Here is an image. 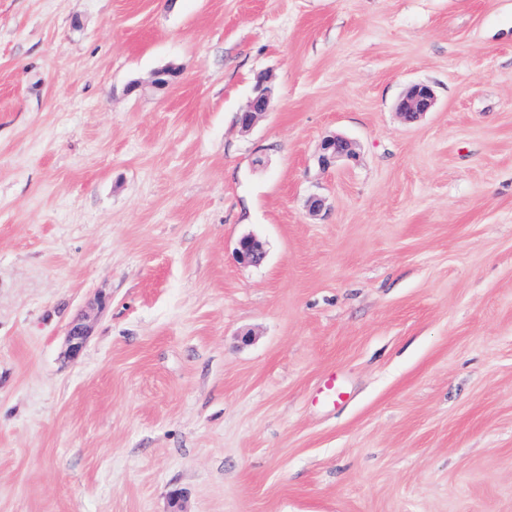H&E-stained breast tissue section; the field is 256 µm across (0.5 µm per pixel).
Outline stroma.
<instances>
[{"label":"stroma","mask_w":512,"mask_h":512,"mask_svg":"<svg viewBox=\"0 0 512 512\" xmlns=\"http://www.w3.org/2000/svg\"><path fill=\"white\" fill-rule=\"evenodd\" d=\"M0 512H512V0H0ZM273 105L271 89L265 80H260L252 89L251 97L246 109L241 113L239 121L244 130H249L255 124L259 116L270 111ZM436 104L435 93L423 83L409 85L397 103V110L411 123L431 112ZM354 156L353 142L343 135L334 134L322 142L321 161L325 166L352 159ZM238 255L242 263L257 265L262 262L265 253L259 241L251 236H245L239 241Z\"/></svg>","instance_id":"35a3bbf8"}]
</instances>
